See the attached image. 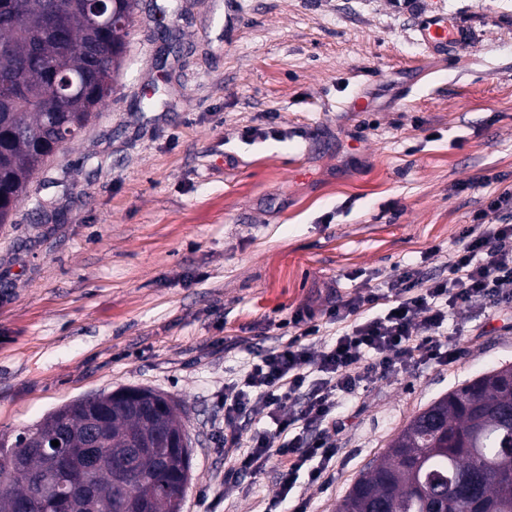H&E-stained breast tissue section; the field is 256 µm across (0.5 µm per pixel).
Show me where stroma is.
<instances>
[{"label":"stroma","mask_w":512,"mask_h":512,"mask_svg":"<svg viewBox=\"0 0 512 512\" xmlns=\"http://www.w3.org/2000/svg\"><path fill=\"white\" fill-rule=\"evenodd\" d=\"M139 0L115 91L0 224V438L126 386L172 396L194 447L182 512L231 465L224 385L332 291L446 268L512 188V0ZM467 29L427 50L422 17ZM458 356L358 389L339 455L285 512H336L429 404L512 365V313H458ZM276 470L228 512H263Z\"/></svg>","instance_id":"35a3bbf8"}]
</instances>
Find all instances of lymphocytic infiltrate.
Masks as SVG:
<instances>
[{
    "label": "lymphocytic infiltrate",
    "mask_w": 512,
    "mask_h": 512,
    "mask_svg": "<svg viewBox=\"0 0 512 512\" xmlns=\"http://www.w3.org/2000/svg\"><path fill=\"white\" fill-rule=\"evenodd\" d=\"M490 211L501 213L500 222L486 223ZM487 212L463 228L447 276L425 277L410 267L377 284L363 282L326 310L337 331L318 347L309 339L319 326L295 314L302 338L270 348L225 385L224 457L233 467L224 475V498L237 494L240 475L272 465L279 490L265 512H277L300 472L313 483L326 473L338 453L328 427L361 384L421 364L453 363L451 317L512 305V190L491 199ZM246 413L256 421L247 434L236 426Z\"/></svg>",
    "instance_id": "lymphocytic-infiltrate-1"
}]
</instances>
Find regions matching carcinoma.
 I'll use <instances>...</instances> for the list:
<instances>
[{
  "instance_id": "cac0c4a2",
  "label": "carcinoma",
  "mask_w": 512,
  "mask_h": 512,
  "mask_svg": "<svg viewBox=\"0 0 512 512\" xmlns=\"http://www.w3.org/2000/svg\"><path fill=\"white\" fill-rule=\"evenodd\" d=\"M138 0H0V224L9 220L30 177L46 158L67 149L114 90L129 29L91 25L98 7L134 17ZM22 74L29 96L12 93ZM141 388L107 394L111 438L107 449L121 455L128 432L179 426L172 399L153 393V416L143 423L130 410ZM86 412L76 402L48 415L18 445L66 433L65 448L84 444ZM45 459L35 454L25 470L0 462V512H16L32 493V474ZM151 474L153 512H172L185 494L184 463L176 448L140 459ZM91 480L98 512H121L124 500L146 493L137 479L117 488L101 468ZM338 512H512V365L492 369L448 392L419 413L367 467Z\"/></svg>"
}]
</instances>
